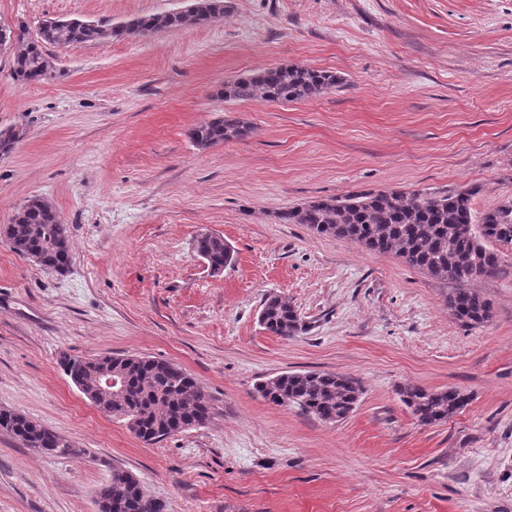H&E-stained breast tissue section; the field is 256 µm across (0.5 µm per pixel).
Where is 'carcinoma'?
Segmentation results:
<instances>
[{
    "mask_svg": "<svg viewBox=\"0 0 512 512\" xmlns=\"http://www.w3.org/2000/svg\"><path fill=\"white\" fill-rule=\"evenodd\" d=\"M217 13H224V0H194L187 13L140 17L128 24H91L77 19L49 20L37 37L25 29L0 31V40L14 45L11 74L21 84L45 82L54 66L46 46H70L86 42L106 44L129 36H148L186 25L205 26ZM342 78L327 70L302 66L265 68L252 76L224 84V100L262 98L271 102H294L319 97L336 87ZM254 134L253 125L237 116H217L192 127L187 136L200 150ZM480 188L444 194L420 191H367L308 201L276 213L284 224H305L321 236L355 241L362 247L394 253L406 265L458 288L448 296V311L463 324L480 327L492 318V307L480 293L468 288L474 280L495 273L501 265L498 251L489 243L512 246V199L474 219L472 199ZM3 232L14 252L37 266L57 273L71 263L67 232L54 207L33 198L13 214ZM197 254L215 273L233 262V251L224 237L200 234ZM263 328L285 339L303 329L297 310L287 299L268 295L262 304ZM58 364L64 375L93 389L101 371L95 357L63 354ZM112 370L126 381L127 395L95 403L113 416L124 418L135 435L157 432L158 440L202 427L214 413L211 396L179 366L145 356L114 355ZM257 392L280 406H294L306 414L333 423L348 417L362 394L360 381L352 376L322 371L286 373L264 381ZM397 394L422 425H433L453 416L467 404L458 388L429 391L414 384L398 387ZM0 429L16 436L28 448H51L59 455L71 449L52 429L20 413L0 410ZM97 500L118 503L116 512H163L132 474L112 481L97 492Z\"/></svg>",
    "mask_w": 512,
    "mask_h": 512,
    "instance_id": "carcinoma-1",
    "label": "carcinoma"
}]
</instances>
